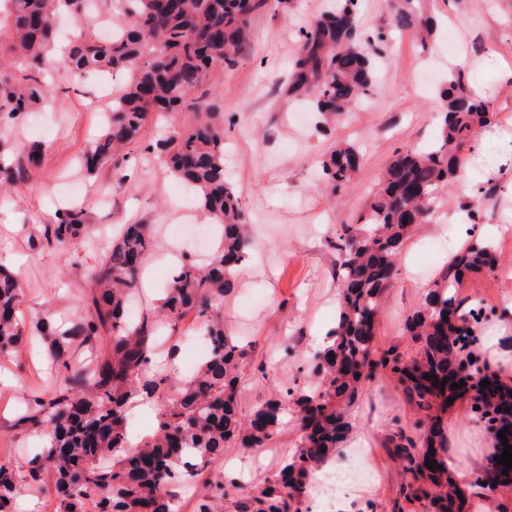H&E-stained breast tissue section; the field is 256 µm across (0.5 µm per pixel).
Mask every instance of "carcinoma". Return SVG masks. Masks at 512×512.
<instances>
[{"mask_svg":"<svg viewBox=\"0 0 512 512\" xmlns=\"http://www.w3.org/2000/svg\"><path fill=\"white\" fill-rule=\"evenodd\" d=\"M270 8L269 0H180L165 7L159 0H10L0 14V119L17 122L52 96L41 80L48 68L75 74L124 72V86L112 90V105L101 135L82 156L87 174L119 162L130 147L142 145L155 112L181 115L170 135L144 150L155 153L171 176L195 193L212 224L222 228L206 265L182 260L159 305L132 324L128 303L142 282V263L155 236L150 224H126L93 276L94 290L81 299L78 321L55 323L51 308L35 322L36 333L51 336L50 355L63 378L53 392L27 398L15 430L45 440V454L25 463L0 462V512L27 487L53 484L56 512H175L181 489L198 478L224 447L266 448L276 428L292 417L301 431L291 457H283L279 476L237 495L236 487L215 475L197 512H303L306 479L335 454L349 431L343 398L353 399L365 385L386 375L402 389L415 420L387 437L389 455L403 464L404 480L393 500L420 512H454L484 500L486 479L512 487V468L495 463L503 450L498 433L512 424V385L496 375L495 389L480 383L493 366L471 350L469 321L482 308L471 306L460 288L463 278L493 265L495 247L479 238L451 256L432 282L425 302L407 318L411 345H378L371 334L381 301L392 287L399 256L415 226L434 219L438 200L460 177L474 151L478 133L495 124L490 102L474 92L462 65L448 71L440 133L433 144L396 151L368 197L356 222L336 233L338 317L326 334L327 345L313 357L311 389L285 388L259 404L247 421L236 414L242 366L253 358L249 345L226 332L224 297L249 254L248 222L236 190L224 178V113L210 100L216 78L239 63L252 37V18ZM62 15L72 16L79 35L69 54H55L53 33ZM117 27L109 40L101 24ZM388 26L413 31L422 49L432 45L433 23L413 0H391ZM384 32L364 38L358 30L357 0H336L334 7L302 30L291 73L282 90L286 100L310 101L332 116L353 111L376 81L378 45ZM46 152L40 142L0 140V186L24 183ZM360 166L352 145H339L323 160L331 190L351 181ZM78 206L58 211L40 238L67 248L87 227ZM22 289L0 274V357L18 356L25 328L17 319ZM193 315L211 345L193 377L178 380L153 367L155 333ZM430 375L424 379V375ZM469 381L481 397L470 409L484 423L493 452L487 466L472 476L469 489L448 470V432L442 415L447 399H461L456 377ZM155 407L153 432L132 443L125 427L135 403ZM315 434H306L309 414ZM433 463L428 469L425 463ZM465 497H457V493Z\"/></svg>","mask_w":512,"mask_h":512,"instance_id":"1","label":"carcinoma"}]
</instances>
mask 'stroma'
I'll use <instances>...</instances> for the list:
<instances>
[{
    "label": "stroma",
    "instance_id": "35a3bbf8",
    "mask_svg": "<svg viewBox=\"0 0 512 512\" xmlns=\"http://www.w3.org/2000/svg\"><path fill=\"white\" fill-rule=\"evenodd\" d=\"M332 0H276L273 8L253 20L252 42L215 86L214 99L224 112V174L237 188L246 212L252 247L245 273L224 299L225 325L241 342L251 344L255 363L264 374L245 371L239 411L249 415L254 404L272 389L307 385V363L317 349L316 335L336 319V254L328 242L341 225L353 223L377 177L394 151L432 143L439 127L437 89L451 66L461 64L481 77L498 114L495 153L503 171H471L450 191L433 223L420 225L404 247L394 286L383 300L377 340L380 345L407 344L404 325L424 301L430 284L449 254L426 251L431 239H466V216L458 200L476 188H490L481 200L476 234L512 226V84L498 72L512 71V0H466L458 11L448 0H424L423 9L440 24L431 51H422L408 33L388 37L379 51L377 81L366 104L327 122L306 110L295 121V103L278 96L288 78V57L300 32L329 9ZM498 67L485 69L487 56ZM112 101L89 77L56 76L51 99L35 108L18 126V139L44 142L48 150L30 182L0 195V264L20 277L19 318L30 320L45 307L56 316L75 318L92 285L94 271L112 244V230L135 222L153 226L157 246L144 263L146 288L139 310L155 305L173 273L165 261L175 224H201L199 207L182 213L185 191L164 173L156 159L136 150L120 168L105 166L89 175L80 159L101 133ZM358 145L361 164L351 182L331 191L320 162L337 142ZM70 180L83 189L82 204L89 231L75 248L31 246L29 237L51 223L61 205L58 190ZM498 262L493 270L468 274L462 294L489 314L476 324L477 335L512 339V233L496 240ZM8 385H0V457L20 462L40 452L38 437L15 432L11 424L31 390L51 392L60 375L43 355L23 352L6 362ZM351 433L369 434V445L355 449L343 443L340 453L358 451L368 477L356 482L361 502L374 512H392L402 481V467L385 447L396 424L412 422L401 391L385 378L368 385L348 409ZM448 455L459 465L486 458L492 451L486 433L472 420L468 404H456L444 419Z\"/></svg>",
    "mask_w": 512,
    "mask_h": 512
}]
</instances>
